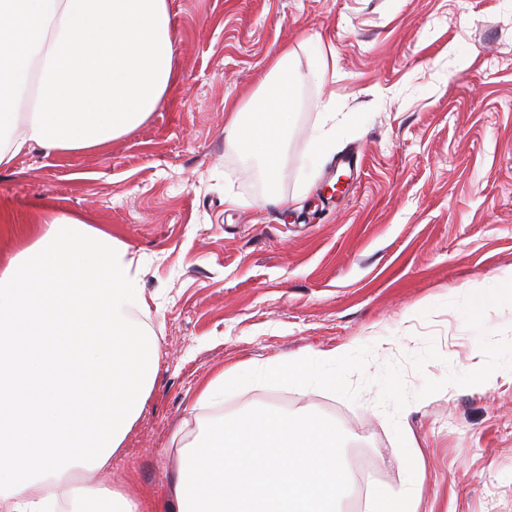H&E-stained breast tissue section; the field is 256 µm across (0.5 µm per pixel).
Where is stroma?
I'll use <instances>...</instances> for the list:
<instances>
[{"instance_id": "obj_1", "label": "stroma", "mask_w": 512, "mask_h": 512, "mask_svg": "<svg viewBox=\"0 0 512 512\" xmlns=\"http://www.w3.org/2000/svg\"><path fill=\"white\" fill-rule=\"evenodd\" d=\"M176 84L151 117L104 149L0 167V211L51 204L129 245L159 338L145 405L109 468L77 480L137 486L147 512H171L176 448L199 422L260 405L316 412L345 433L349 464L399 488L402 454L378 390L356 402L260 387L200 407L218 373L352 343L368 375L398 362L409 392L483 359L451 308L462 289L512 276V0H170ZM336 54L299 95L280 202L259 207L257 167L224 148L225 103H244L270 60L306 37ZM330 105L337 155L304 158ZM346 183L332 205L321 187ZM243 207L224 202L227 194ZM434 342L440 360L416 372ZM422 459L419 512H512V380L454 385L406 416Z\"/></svg>"}]
</instances>
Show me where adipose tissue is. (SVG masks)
<instances>
[{
    "label": "adipose tissue",
    "instance_id": "1",
    "mask_svg": "<svg viewBox=\"0 0 512 512\" xmlns=\"http://www.w3.org/2000/svg\"><path fill=\"white\" fill-rule=\"evenodd\" d=\"M281 50L251 99L231 106L224 144L260 163L276 205L298 92L325 79L317 38ZM43 51L38 94L16 120L20 76ZM170 0H0V165L32 147H103L146 122L176 80ZM0 268V512H141L143 495L75 480L108 466L141 413L158 338L143 322L127 245L74 212Z\"/></svg>",
    "mask_w": 512,
    "mask_h": 512
}]
</instances>
